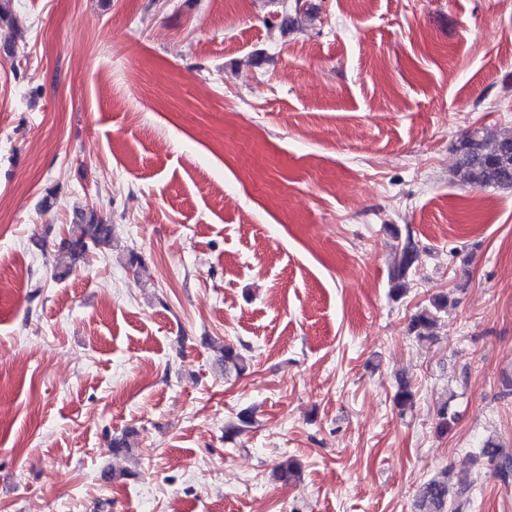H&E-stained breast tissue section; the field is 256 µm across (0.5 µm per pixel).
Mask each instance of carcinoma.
<instances>
[{"label": "carcinoma", "instance_id": "obj_1", "mask_svg": "<svg viewBox=\"0 0 512 512\" xmlns=\"http://www.w3.org/2000/svg\"><path fill=\"white\" fill-rule=\"evenodd\" d=\"M453 174L461 185L473 189H499L512 184V131L489 134L482 129H474L466 133L456 146ZM111 242L112 225L92 212L81 213L79 220L69 225L67 234L55 244L56 278H67L89 250L105 249ZM419 260L418 248L411 240H406L392 272L396 295L405 293L408 277ZM449 304L450 298L446 294L430 299L429 304L411 316L409 331L419 341L433 340L441 314L448 311ZM222 360L226 375L233 372L239 375L246 368L245 358L230 345L222 349ZM394 403L402 411L413 405L411 385L405 378L399 380ZM454 418L450 402L443 403L437 409V432H448ZM473 460L485 466L503 484L512 482V450L504 448L495 437L489 436L482 441L480 447L475 449ZM298 474L297 463L288 457L282 459L274 469L275 477L282 482H289ZM469 492L470 486L452 483L451 473L445 469L420 485L418 512H463L464 505L469 502Z\"/></svg>", "mask_w": 512, "mask_h": 512}]
</instances>
